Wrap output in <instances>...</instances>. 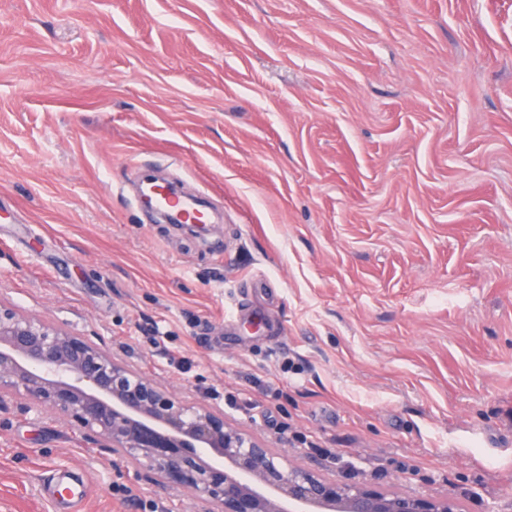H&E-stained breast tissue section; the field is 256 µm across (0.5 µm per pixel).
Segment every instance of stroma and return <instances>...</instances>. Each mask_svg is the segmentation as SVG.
<instances>
[{"label": "stroma", "instance_id": "1", "mask_svg": "<svg viewBox=\"0 0 512 512\" xmlns=\"http://www.w3.org/2000/svg\"><path fill=\"white\" fill-rule=\"evenodd\" d=\"M0 304L324 479L512 512V0H0ZM55 474L203 512L5 400L0 512Z\"/></svg>", "mask_w": 512, "mask_h": 512}]
</instances>
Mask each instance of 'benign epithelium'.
<instances>
[{
	"mask_svg": "<svg viewBox=\"0 0 512 512\" xmlns=\"http://www.w3.org/2000/svg\"><path fill=\"white\" fill-rule=\"evenodd\" d=\"M48 408L75 430L218 512H459L452 495L382 492L286 465L83 336L0 305V401Z\"/></svg>",
	"mask_w": 512,
	"mask_h": 512,
	"instance_id": "benign-epithelium-1",
	"label": "benign epithelium"
}]
</instances>
